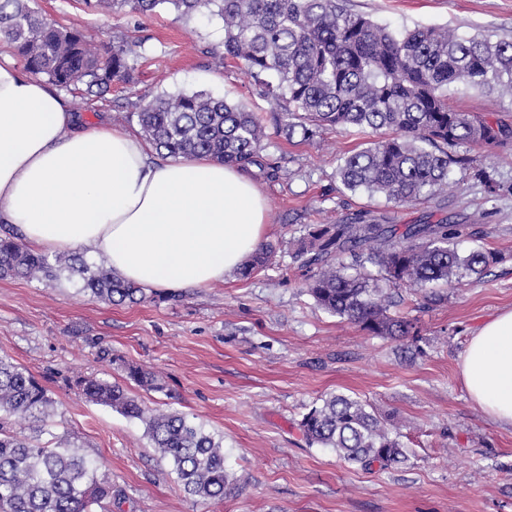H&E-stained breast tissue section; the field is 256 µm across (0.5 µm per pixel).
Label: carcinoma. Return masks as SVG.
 <instances>
[{"label":"carcinoma","instance_id":"obj_1","mask_svg":"<svg viewBox=\"0 0 512 512\" xmlns=\"http://www.w3.org/2000/svg\"><path fill=\"white\" fill-rule=\"evenodd\" d=\"M0 0V40L23 68L60 88L81 83L101 95L129 81L140 44L98 45L30 6ZM105 11L144 14L172 8L181 16H218L224 23L223 58L242 63L265 97L286 104L288 138L312 139L320 129L354 127L389 135L343 156L337 176L344 189L380 194L399 205L448 190L452 167L465 163L461 145H495L512 138V126L487 121L448 105V88L498 89L512 97V34L463 36L429 27L400 32L353 12L347 0H84ZM273 73L277 84L260 79ZM129 117L145 139L169 157L203 155L225 165L255 166L264 128L245 106L205 91L143 98ZM464 224H381L361 215L349 224H312L297 240L294 259L308 273L306 292L325 311L375 336H412L414 323L394 314L391 288L451 287L481 276L497 262L483 249L458 247ZM275 253L267 243L237 273L248 278ZM350 262H344V257ZM81 275L96 299L131 303L170 301L147 295L110 268L81 256L35 251L13 235L0 237V277L60 279ZM90 400L145 425L146 435L176 474L183 490L202 500L224 496L230 485L223 439L186 415L154 413L119 383L81 379ZM55 401L26 370L0 356V512H108L112 482L80 449L37 444ZM310 445L330 448L348 462L387 467L407 458L397 430L367 404L333 394L303 416Z\"/></svg>","mask_w":512,"mask_h":512}]
</instances>
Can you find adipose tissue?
Listing matches in <instances>:
<instances>
[{
  "label": "adipose tissue",
  "mask_w": 512,
  "mask_h": 512,
  "mask_svg": "<svg viewBox=\"0 0 512 512\" xmlns=\"http://www.w3.org/2000/svg\"><path fill=\"white\" fill-rule=\"evenodd\" d=\"M75 125L59 95L0 60V222L32 248L82 250L171 291L223 281L259 248L266 202L245 171L154 160L133 134ZM460 375L489 419L512 426V309L476 329Z\"/></svg>",
  "instance_id": "obj_1"
}]
</instances>
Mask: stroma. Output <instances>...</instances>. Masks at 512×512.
Wrapping results in <instances>:
<instances>
[{
	"label": "stroma",
	"mask_w": 512,
	"mask_h": 512,
	"mask_svg": "<svg viewBox=\"0 0 512 512\" xmlns=\"http://www.w3.org/2000/svg\"><path fill=\"white\" fill-rule=\"evenodd\" d=\"M42 13L108 45L142 44L130 82L113 84L78 106L82 126L138 133L127 118L140 97L206 91L244 104L267 138L263 154L277 177L249 173L267 205L265 241L276 244L269 266L237 273L177 302L113 305L91 300L79 276L53 282L0 278V355L45 385L56 415L41 437L62 439L98 461L117 495L112 512H512V426L491 421L470 400L460 357L475 330L512 308V139L462 146L474 168H453L447 195L399 206L341 185L343 155L366 134L327 127L310 141L287 138L283 109L260 96L239 64L223 60L219 17L103 13L82 0H35ZM350 8L394 31L449 27L459 34L512 31V0H349ZM453 108L512 123V99L458 83ZM482 169L496 182L488 195ZM360 212L389 224H473L482 237L460 248H484L499 260L481 278L453 287L394 291L397 313L419 333L373 336L319 308L303 288L294 243L312 224H345ZM152 371L163 388L128 380L126 366ZM126 386L147 408L178 411L224 440L233 482L224 497L188 496L160 461L140 421L88 401L77 377ZM330 393L366 401L396 425L408 458L364 468L327 448L308 445L299 422Z\"/></svg>",
	"instance_id": "35a3bbf8"
}]
</instances>
